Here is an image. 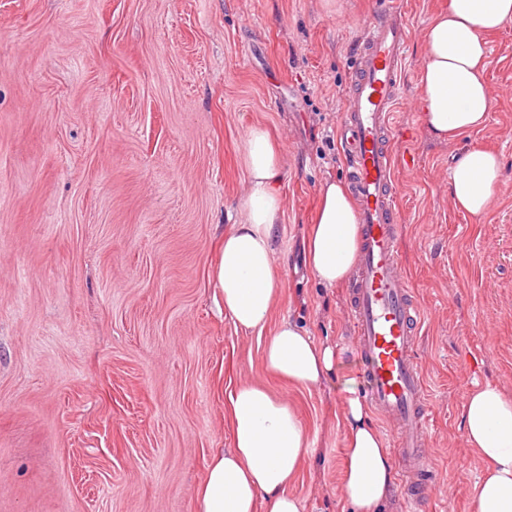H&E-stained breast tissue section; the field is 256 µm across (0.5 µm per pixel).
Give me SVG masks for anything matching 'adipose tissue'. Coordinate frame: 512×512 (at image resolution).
Listing matches in <instances>:
<instances>
[{
    "mask_svg": "<svg viewBox=\"0 0 512 512\" xmlns=\"http://www.w3.org/2000/svg\"><path fill=\"white\" fill-rule=\"evenodd\" d=\"M509 22L512 0H444L427 25L418 87L423 120L434 138L448 140L487 125V37ZM242 163L247 180L237 201L238 219L224 235L213 277L225 314L236 329L251 332L265 328L281 288L275 269V231L283 218L281 149L264 127L248 131ZM501 176L496 152L468 148L448 179L454 208L485 215ZM359 252L351 193L340 181H325L304 241L306 263L321 284L333 287L351 279ZM263 361L273 374L312 390L334 370L336 347L315 342L284 320L266 338ZM227 412L231 444L212 455L196 512H302L288 486L311 448L295 410L263 386L242 384L230 394ZM338 422L345 448L341 498L352 512H381L394 482L393 458L354 390L343 396ZM463 429L468 448L483 463L473 487L478 512H512V397L491 382L477 387L463 406Z\"/></svg>",
    "mask_w": 512,
    "mask_h": 512,
    "instance_id": "1",
    "label": "adipose tissue"
}]
</instances>
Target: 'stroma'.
I'll list each match as a JSON object with an SVG mask.
<instances>
[{
  "label": "stroma",
  "mask_w": 512,
  "mask_h": 512,
  "mask_svg": "<svg viewBox=\"0 0 512 512\" xmlns=\"http://www.w3.org/2000/svg\"><path fill=\"white\" fill-rule=\"evenodd\" d=\"M443 0H401L405 91L393 118L409 280L427 311V512H478L482 465L460 414L476 386L512 395V23L489 35L490 119L440 141L417 76ZM381 0H0V512H195L240 383L290 403L312 455L289 493L345 512L341 394L363 393L351 287L320 285L303 239L328 179L358 36ZM282 147L283 318L338 344L317 390L270 374L262 341L220 312L212 267L246 184L251 126ZM495 150V204L452 206L466 148Z\"/></svg>",
  "instance_id": "35a3bbf8"
}]
</instances>
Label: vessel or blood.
Returning <instances> with one entry per match:
<instances>
[{
	"instance_id": "vessel-or-blood-1",
	"label": "vessel or blood",
	"mask_w": 512,
	"mask_h": 512,
	"mask_svg": "<svg viewBox=\"0 0 512 512\" xmlns=\"http://www.w3.org/2000/svg\"><path fill=\"white\" fill-rule=\"evenodd\" d=\"M407 40L399 0H384L362 36L339 126L361 235L350 319L365 393L393 430L400 465L415 476L406 500L409 512H418L437 473L426 455L428 391L415 356L423 307L400 250L389 148L392 112L403 94Z\"/></svg>"
}]
</instances>
